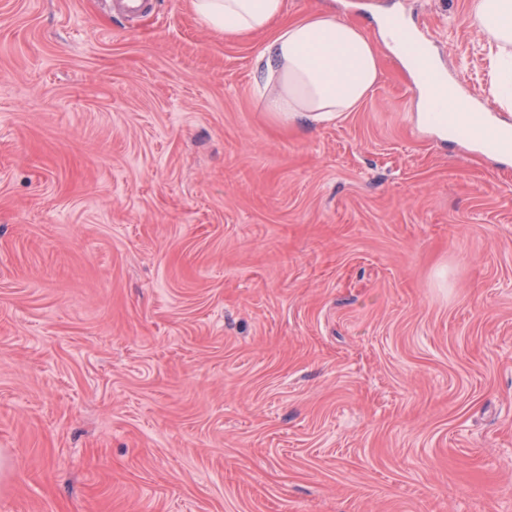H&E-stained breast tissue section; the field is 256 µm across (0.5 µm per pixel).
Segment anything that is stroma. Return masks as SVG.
<instances>
[{
    "mask_svg": "<svg viewBox=\"0 0 512 512\" xmlns=\"http://www.w3.org/2000/svg\"><path fill=\"white\" fill-rule=\"evenodd\" d=\"M469 3L287 0L379 56L301 126L190 0H0V512H512V157L374 20L512 126ZM404 63L422 92L417 109L420 124L445 132L448 130L443 129L444 127L449 129L465 125L464 129L474 139L490 140L494 137L499 127L482 123L474 113L476 111L470 101L461 96L453 86H434L430 78V72L434 68L432 65L419 67L408 54L404 55Z\"/></svg>",
    "mask_w": 512,
    "mask_h": 512,
    "instance_id": "1",
    "label": "stroma"
}]
</instances>
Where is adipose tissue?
Returning a JSON list of instances; mask_svg holds the SVG:
<instances>
[{
	"label": "adipose tissue",
	"instance_id": "ef3b65f1",
	"mask_svg": "<svg viewBox=\"0 0 512 512\" xmlns=\"http://www.w3.org/2000/svg\"><path fill=\"white\" fill-rule=\"evenodd\" d=\"M195 14L212 30L229 37L266 34L254 60L262 111L298 124L352 111L379 77L376 48L357 24L319 10L285 20V0H191ZM473 22L487 35L495 58L512 56V0H471ZM404 63L421 96L418 121L433 128L465 126L472 137L512 144L495 127L477 118L470 101L453 86L434 85L430 67Z\"/></svg>",
	"mask_w": 512,
	"mask_h": 512
}]
</instances>
